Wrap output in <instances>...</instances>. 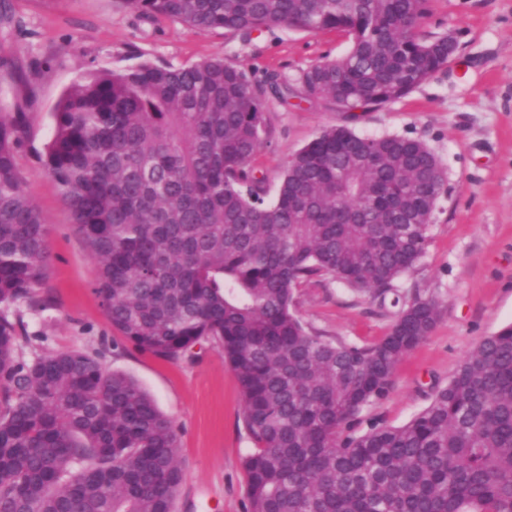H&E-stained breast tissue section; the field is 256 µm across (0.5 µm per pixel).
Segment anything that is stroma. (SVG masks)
Segmentation results:
<instances>
[{
	"label": "stroma",
	"instance_id": "stroma-1",
	"mask_svg": "<svg viewBox=\"0 0 512 512\" xmlns=\"http://www.w3.org/2000/svg\"><path fill=\"white\" fill-rule=\"evenodd\" d=\"M423 29L453 31L456 59L406 97L350 118L317 102L269 100L268 140L254 164L276 188L289 156L322 128L351 125L364 136L424 141L440 158L447 192L434 212L422 261L398 282L400 297L433 295L440 317L396 366L388 394L365 407L358 430L399 426L427 407L486 336L512 323V0H433ZM336 31L295 28L201 31L149 17L124 0H0V105L20 111L17 163L28 197L48 227L50 262L35 290L39 310L20 306L30 359L65 351L102 352L108 370L135 377L175 423L183 482L172 512H244L242 460L252 446L237 381L220 347L177 361L158 359L112 330L94 291L97 269L71 212L45 168V147L63 92L93 74L144 61L179 67L222 57L255 78L288 77L346 53ZM296 310L312 330L356 345L379 340L395 308L325 278L300 288Z\"/></svg>",
	"mask_w": 512,
	"mask_h": 512
}]
</instances>
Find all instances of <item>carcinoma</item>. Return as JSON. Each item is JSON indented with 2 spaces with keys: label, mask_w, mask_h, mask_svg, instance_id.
I'll list each match as a JSON object with an SVG mask.
<instances>
[{
  "label": "carcinoma",
  "mask_w": 512,
  "mask_h": 512,
  "mask_svg": "<svg viewBox=\"0 0 512 512\" xmlns=\"http://www.w3.org/2000/svg\"><path fill=\"white\" fill-rule=\"evenodd\" d=\"M151 16L247 38L336 30L348 52L298 87L213 58L143 63L72 84L45 167L97 267L106 319L137 350L176 360L214 344L234 374L254 448L244 512H512V325L484 338L407 423L359 433L396 365L436 325L415 291L371 344L309 329L295 293L331 276L383 306L425 256L447 175L422 140L323 128L275 196L253 161L266 102L338 112L395 102L448 66L425 33L431 0H123ZM20 119L0 109V512H172L179 433L101 355L16 358L17 308L45 278L48 228L16 163Z\"/></svg>",
  "instance_id": "1"
}]
</instances>
